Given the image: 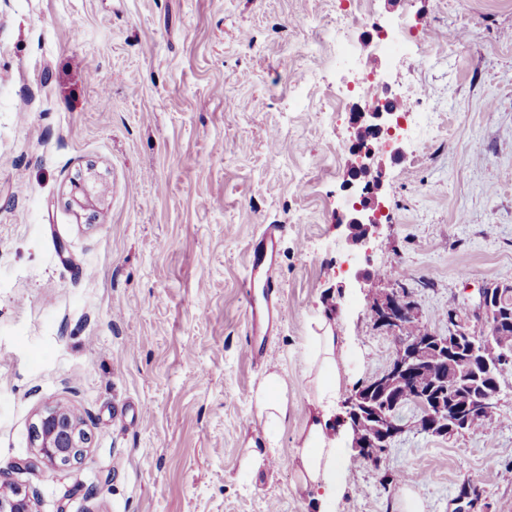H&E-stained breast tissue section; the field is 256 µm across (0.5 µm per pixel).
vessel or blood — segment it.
I'll list each match as a JSON object with an SVG mask.
<instances>
[{
    "label": "vessel or blood",
    "mask_w": 512,
    "mask_h": 512,
    "mask_svg": "<svg viewBox=\"0 0 512 512\" xmlns=\"http://www.w3.org/2000/svg\"><path fill=\"white\" fill-rule=\"evenodd\" d=\"M276 244L277 234L271 228L256 238L249 249L244 294L250 340L245 351L254 364L265 359V340L274 325L282 321L285 313L280 299V287L272 276Z\"/></svg>",
    "instance_id": "1"
}]
</instances>
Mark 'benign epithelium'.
Here are the masks:
<instances>
[{"label": "benign epithelium", "instance_id": "1", "mask_svg": "<svg viewBox=\"0 0 512 512\" xmlns=\"http://www.w3.org/2000/svg\"><path fill=\"white\" fill-rule=\"evenodd\" d=\"M397 98H386L376 107H360L351 114L354 132L350 147L355 162L351 164L349 207L337 219L345 227L346 241L351 245H365L377 237L384 216L385 189L383 171L376 162L371 141L383 136L395 137L405 121V113L393 107ZM488 286L479 293L468 317L450 312L448 335L436 337L433 345L410 336H397L396 350L388 367L361 385L346 401V415L336 425L346 427L349 445L357 455L377 466L389 452V443L405 432L398 411L410 403L420 408L412 427L421 433H430L436 427L448 435L463 433V427L448 424V413L442 405L430 404L431 391L421 374L423 368L432 369L437 377L439 393L460 386L459 372L446 369L448 348L475 339L471 319L484 322L489 316L494 288ZM371 312L375 322L387 329L405 330L407 321L419 318L418 304L403 290L396 288L383 293L373 301ZM501 403V389L490 396L476 395L468 399L470 411L489 410L495 414ZM32 434L36 458L26 462L30 468L46 465L63 469L85 457L87 433L72 412L62 406L47 409L33 423ZM31 495L19 486L0 489V512H30ZM454 512H482L484 503L475 485L465 481L460 493L451 501Z\"/></svg>", "mask_w": 512, "mask_h": 512}]
</instances>
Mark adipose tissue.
<instances>
[{
    "mask_svg": "<svg viewBox=\"0 0 512 512\" xmlns=\"http://www.w3.org/2000/svg\"><path fill=\"white\" fill-rule=\"evenodd\" d=\"M317 327L319 332L312 338V365L316 369L313 404L318 412L312 415L297 454L298 474L302 489L314 492L318 512H332L345 468L339 439L331 431V409L341 389L336 370L338 338L330 322L319 321ZM253 401L266 427L282 426L290 412L287 379L275 371L268 373L254 391Z\"/></svg>",
    "mask_w": 512,
    "mask_h": 512,
    "instance_id": "obj_1",
    "label": "adipose tissue"
}]
</instances>
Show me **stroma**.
<instances>
[{"mask_svg": "<svg viewBox=\"0 0 512 512\" xmlns=\"http://www.w3.org/2000/svg\"><path fill=\"white\" fill-rule=\"evenodd\" d=\"M355 0H0V482L39 512H313L294 491L309 425L318 317L339 336L347 399L389 365L370 306L405 287L421 319L512 284V0H371L348 39L406 112L404 153L376 144L377 238L351 250L344 212L360 100L336 92L314 26ZM97 81H89V74ZM253 102L250 111L239 100ZM282 227L285 317L261 365L243 279L252 240ZM376 280L355 288L356 269ZM385 279H378V272ZM293 409L265 432L268 371ZM76 413L85 459L26 468L45 408ZM406 431L381 467L347 452L335 512H421L464 481L512 512V388L486 430ZM273 462L243 466L249 447Z\"/></svg>", "mask_w": 512, "mask_h": 512, "instance_id": "1", "label": "stroma"}]
</instances>
